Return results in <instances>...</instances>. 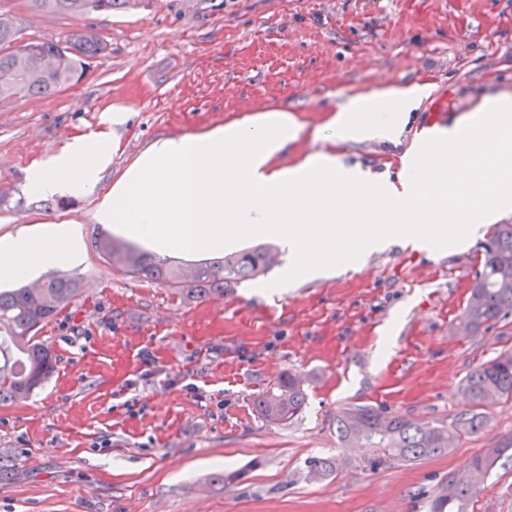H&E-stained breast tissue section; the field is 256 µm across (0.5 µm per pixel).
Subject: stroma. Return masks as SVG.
<instances>
[{"mask_svg": "<svg viewBox=\"0 0 512 512\" xmlns=\"http://www.w3.org/2000/svg\"><path fill=\"white\" fill-rule=\"evenodd\" d=\"M21 40L65 41L89 27L108 45L54 95L0 100V237L77 224L82 293L40 336L57 358L28 400L0 406V512H429L472 459L512 434V398L448 453L373 465L342 446L335 416L373 405L427 423L467 405L463 378L512 350V317L454 332L491 225L434 252L413 244L367 254L328 278L268 281L187 300L102 259L98 199L155 140L194 134L271 108L301 125L276 164L326 151L376 182L400 183L421 126L443 131L487 93L512 95V0H119L112 12L32 15L0 0ZM425 94L398 143L344 141L329 122L359 93ZM123 122H113L115 114ZM111 141L88 192H26L31 168L75 139ZM308 394L299 417L267 424L254 395L279 375ZM344 464L308 482L313 456ZM251 466L248 480L211 481ZM469 512H512V459Z\"/></svg>", "mask_w": 512, "mask_h": 512, "instance_id": "obj_1", "label": "stroma"}]
</instances>
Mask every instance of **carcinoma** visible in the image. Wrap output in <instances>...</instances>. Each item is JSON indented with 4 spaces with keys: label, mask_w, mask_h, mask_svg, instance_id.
I'll list each match as a JSON object with an SVG mask.
<instances>
[{
    "label": "carcinoma",
    "mask_w": 512,
    "mask_h": 512,
    "mask_svg": "<svg viewBox=\"0 0 512 512\" xmlns=\"http://www.w3.org/2000/svg\"><path fill=\"white\" fill-rule=\"evenodd\" d=\"M35 15L78 16L89 11H110L115 0H27ZM34 54L58 55L65 61L52 73L30 71L15 76L21 48ZM106 44L89 29L74 32L65 43L31 40L19 43L11 19L0 14V100L45 97L81 76V68L104 54ZM101 257L112 267L139 281L171 289L186 299L205 300L224 295V289L257 282L281 264L279 250L261 244L220 258L203 260L188 268L107 233L97 239ZM480 267L458 318L456 332L472 336L485 325L512 316V224H498L482 244ZM80 282L52 272L38 288L23 285L0 290V404L19 403L30 397L52 374L55 357L40 340L39 332L79 296ZM462 390L470 407L450 420L417 423L382 408L357 405L336 414V432L346 445L376 448L375 463L389 460L419 461L448 452L451 439L477 433L484 425V407L512 398V350L480 364L464 379ZM302 382L280 376L253 397L256 413L267 423L286 425L306 405ZM503 458H512V435L476 456L469 473L452 479L431 500L429 512H468L480 490L470 474L486 476ZM337 471L333 456H313L305 462L304 478L318 482Z\"/></svg>",
    "instance_id": "1"
}]
</instances>
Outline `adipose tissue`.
<instances>
[{
	"mask_svg": "<svg viewBox=\"0 0 512 512\" xmlns=\"http://www.w3.org/2000/svg\"><path fill=\"white\" fill-rule=\"evenodd\" d=\"M418 87L373 90L350 98L333 116L331 124L341 139L397 141L409 113L418 106ZM111 142L90 136L78 139L51 164L39 168L28 183L37 195L81 193L96 182L107 165ZM78 240L69 228L51 224L37 233L0 238V280H26L38 267L51 263L64 266L78 255Z\"/></svg>",
	"mask_w": 512,
	"mask_h": 512,
	"instance_id": "ef3b65f1",
	"label": "adipose tissue"
}]
</instances>
